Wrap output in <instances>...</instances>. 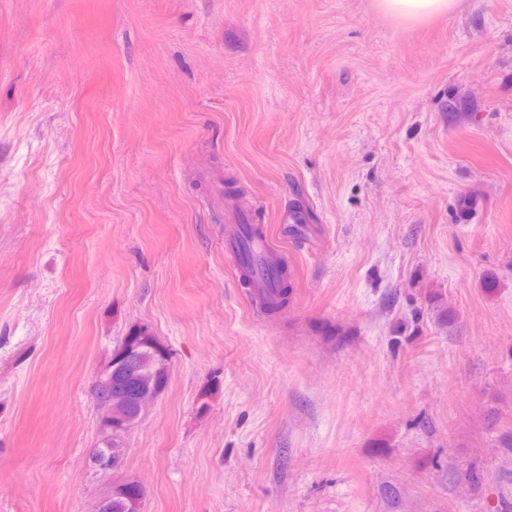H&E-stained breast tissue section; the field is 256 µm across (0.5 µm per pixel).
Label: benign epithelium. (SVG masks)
<instances>
[{
  "instance_id": "7a95c632",
  "label": "benign epithelium",
  "mask_w": 512,
  "mask_h": 512,
  "mask_svg": "<svg viewBox=\"0 0 512 512\" xmlns=\"http://www.w3.org/2000/svg\"><path fill=\"white\" fill-rule=\"evenodd\" d=\"M117 351L122 356L101 372L95 382L94 401L102 438L99 447L93 449L89 464L103 471L122 469L126 455V438L117 437L115 433L129 432L144 417L150 404L161 395L157 390L138 389L131 384L140 371L137 347L131 344L122 345ZM117 398L126 400L128 413H116L113 402Z\"/></svg>"
}]
</instances>
